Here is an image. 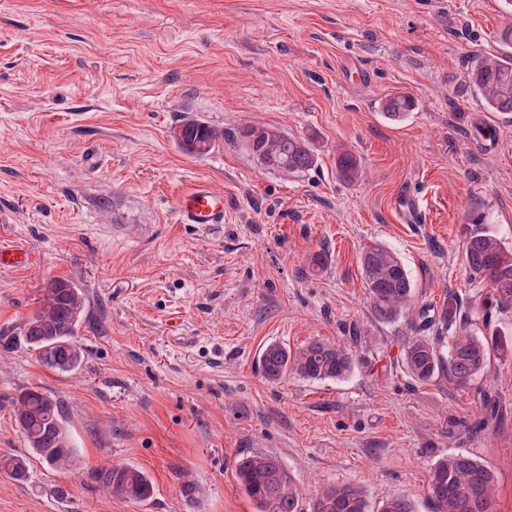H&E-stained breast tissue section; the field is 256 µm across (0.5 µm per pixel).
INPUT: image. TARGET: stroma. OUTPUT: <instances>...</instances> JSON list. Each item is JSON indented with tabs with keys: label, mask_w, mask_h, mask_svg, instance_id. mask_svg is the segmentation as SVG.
<instances>
[{
	"label": "stroma",
	"mask_w": 512,
	"mask_h": 512,
	"mask_svg": "<svg viewBox=\"0 0 512 512\" xmlns=\"http://www.w3.org/2000/svg\"><path fill=\"white\" fill-rule=\"evenodd\" d=\"M510 23L507 0H0V245L37 257L0 271V334L51 279L85 298L79 370L0 352V453L26 449L16 399L32 386L63 402L77 450L24 482L0 473V512H255L236 479L254 452L279 457L303 503L352 483L418 512L432 464L462 452L493 471V512H512V361L411 386L406 322L373 319L359 267L385 245L437 309L476 291L472 222L512 248V112L466 79ZM400 93L415 107L393 120L381 103ZM188 118L222 131L209 154L174 142ZM246 125L308 140L315 166L261 168L237 141ZM340 147L358 182L337 179ZM201 183L224 195L209 230L175 208ZM313 339L350 345L353 372L263 378L266 344ZM484 393L499 422L483 424ZM112 465L146 472L153 498L109 495L95 473Z\"/></svg>",
	"instance_id": "stroma-1"
}]
</instances>
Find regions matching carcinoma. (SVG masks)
<instances>
[{"mask_svg": "<svg viewBox=\"0 0 512 512\" xmlns=\"http://www.w3.org/2000/svg\"><path fill=\"white\" fill-rule=\"evenodd\" d=\"M469 83L482 95L491 112H512V53L487 55L474 61L468 70ZM414 109L413 99L396 94L385 100L384 112L398 119ZM175 140L187 154L189 147L208 154L223 133L204 122L189 120L175 130ZM238 140L265 169L285 175L312 168L315 154L309 143L284 134L273 126L247 125ZM361 160L353 152L336 153V176L347 183L361 178ZM464 262L471 280L480 286L468 302L467 311L455 298L448 297L437 315L427 309L419 313L420 322H408L410 336L405 339L400 361L405 373L418 384L430 382L436 374L448 372L459 386H466L485 374L491 359L512 360V336L491 327L496 314L512 309V250L505 247L482 225L471 227L464 244ZM370 311L382 323L397 321L414 307V284L400 257L376 243L360 256ZM84 301L71 283L54 279L37 309L17 328L16 335L5 337L3 346L22 338L40 363L59 372H73L84 361V350L77 340L83 321ZM480 318L489 332L476 336L468 327ZM452 330L448 337V358L438 350L440 336L422 332L436 323ZM264 378L278 383L293 374L305 380H342L354 369L353 352L339 343L314 339L292 351L279 343L267 345L258 358ZM15 421L27 445L25 453L0 454V473L16 480L30 474L31 458L49 468L72 464L74 448L65 408L49 392L30 387L21 392ZM236 476L256 512H301L299 492L280 459L258 452L237 463ZM97 478L112 495L132 502L149 500L154 486L149 476L133 467L112 466ZM495 477L490 468L474 456L451 453L438 459L428 476V499L433 512H492ZM310 512H371L364 492L353 484L323 487L313 498ZM378 512H417L405 494L384 499Z\"/></svg>", "mask_w": 512, "mask_h": 512, "instance_id": "cac0c4a2", "label": "carcinoma"}]
</instances>
